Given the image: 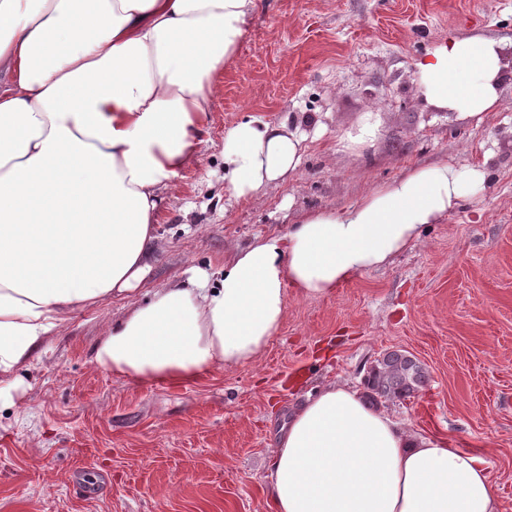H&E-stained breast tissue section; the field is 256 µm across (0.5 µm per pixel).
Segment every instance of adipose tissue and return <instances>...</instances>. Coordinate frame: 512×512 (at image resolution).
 I'll return each mask as SVG.
<instances>
[{
	"label": "adipose tissue",
	"instance_id": "adipose-tissue-1",
	"mask_svg": "<svg viewBox=\"0 0 512 512\" xmlns=\"http://www.w3.org/2000/svg\"><path fill=\"white\" fill-rule=\"evenodd\" d=\"M258 0H0V376L25 366L63 314L134 289L150 270L167 191L207 125L213 78L238 56ZM502 41L451 39L416 65L432 105L478 116L502 104ZM305 137L235 124L224 188L248 199L296 172ZM487 170L412 167L340 211L234 250L114 317L103 370L182 383L257 362L289 295L331 296L417 242ZM268 512H498L481 460L407 429L361 388L309 395L270 450Z\"/></svg>",
	"mask_w": 512,
	"mask_h": 512
}]
</instances>
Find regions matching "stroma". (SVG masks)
I'll use <instances>...</instances> for the list:
<instances>
[{
  "mask_svg": "<svg viewBox=\"0 0 512 512\" xmlns=\"http://www.w3.org/2000/svg\"><path fill=\"white\" fill-rule=\"evenodd\" d=\"M475 34L507 45L503 105L480 119L415 84L427 52ZM249 118L300 127L305 150L277 190L237 201L224 192V133ZM367 124L375 138L350 147ZM439 161L485 166L483 198L333 295L289 296L256 363L136 384L93 361L105 326L147 293ZM157 235L138 289L65 314L20 371L0 411V512H267L270 446L289 414L322 385L364 386L392 350L429 380L384 409L476 452L512 512V0H260Z\"/></svg>",
  "mask_w": 512,
  "mask_h": 512,
  "instance_id": "obj_1",
  "label": "stroma"
}]
</instances>
